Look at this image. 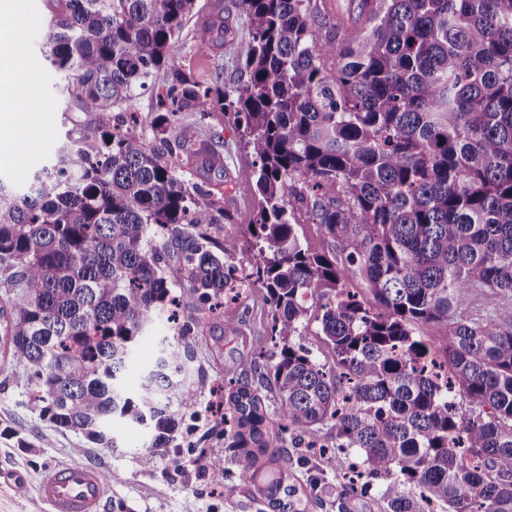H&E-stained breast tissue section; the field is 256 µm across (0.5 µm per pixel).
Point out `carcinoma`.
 Wrapping results in <instances>:
<instances>
[{
	"mask_svg": "<svg viewBox=\"0 0 512 512\" xmlns=\"http://www.w3.org/2000/svg\"><path fill=\"white\" fill-rule=\"evenodd\" d=\"M53 2L43 53L101 127L69 138L28 193L0 186V274L18 289L0 329L40 415L106 448L119 418L167 447L178 416L202 415L180 379L207 344L202 314L242 281L265 290L277 351L225 372L223 423L239 481L275 512H304L288 444L325 452L328 422L359 458L350 492L384 481L387 512H512V0H358L347 14L240 0L244 78L227 91L171 53L196 0ZM148 89L152 145L123 130ZM216 107L252 158L241 280L236 243L219 239L224 207L175 161L193 151L181 113ZM296 205L331 251L302 244ZM177 288L201 306L131 392L132 347L157 318L177 322ZM478 288L502 297L486 319L465 314ZM312 303L334 369L294 342ZM431 323L437 340L416 334Z\"/></svg>",
	"mask_w": 512,
	"mask_h": 512,
	"instance_id": "cac0c4a2",
	"label": "carcinoma"
}]
</instances>
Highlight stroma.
Segmentation results:
<instances>
[{"label":"stroma","instance_id":"35a3bbf8","mask_svg":"<svg viewBox=\"0 0 512 512\" xmlns=\"http://www.w3.org/2000/svg\"><path fill=\"white\" fill-rule=\"evenodd\" d=\"M7 17L17 21L19 32L27 37V55L20 64L26 81L15 90L22 110L15 118L12 135L20 147L8 160L0 161V184L22 195L28 192L34 174L54 164L57 148L69 135L93 132L100 120L61 94V79L42 53V37L51 18L47 0H13ZM220 21L229 29L225 40L210 54L196 53L194 45L204 27ZM247 36L248 20L239 0H196L172 53L203 85L213 84L220 72L229 86L240 75L237 46ZM182 130L195 138L196 152L185 159L180 174L183 179L221 190L229 219L220 236L237 243L233 262L247 267L255 201L247 181L251 159L233 118L219 109L205 116L190 112ZM215 151L222 153L224 165L211 169L206 158ZM263 294L262 288L251 287L245 299L225 304L207 316L204 334L209 344L198 349L185 366L187 385L201 404H209L212 388L223 384L226 367H242L258 353L271 352L269 308ZM171 333L161 318L137 342L126 371L129 384L137 383L157 356L161 338ZM22 371L10 355L0 351V470L19 471L32 485L31 490L19 494L1 483L0 512H49L38 499L35 485L48 470L75 462L97 466L105 473L108 488L103 512H272L253 486L238 482L237 459L225 448L223 438L212 432L210 423L183 420L177 435L195 439L208 434L205 459L220 461L224 468V483L219 487L211 475L201 474L190 463L188 449H151L150 433L143 427L112 422L110 432L116 440L112 448L99 447L80 434L57 427L30 404ZM78 446L85 449L79 456L74 453ZM149 451L155 455V464L147 468L140 457ZM352 458V453L336 452L307 459L301 449H291L290 482L307 496V512H386L381 485H374L363 498L347 493L342 474Z\"/></svg>","mask_w":512,"mask_h":512}]
</instances>
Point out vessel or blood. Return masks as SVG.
Masks as SVG:
<instances>
[{
    "mask_svg": "<svg viewBox=\"0 0 512 512\" xmlns=\"http://www.w3.org/2000/svg\"><path fill=\"white\" fill-rule=\"evenodd\" d=\"M106 483L100 468L70 464L52 469L40 482L38 495L51 512H101Z\"/></svg>",
    "mask_w": 512,
    "mask_h": 512,
    "instance_id": "vessel-or-blood-1",
    "label": "vessel or blood"
}]
</instances>
